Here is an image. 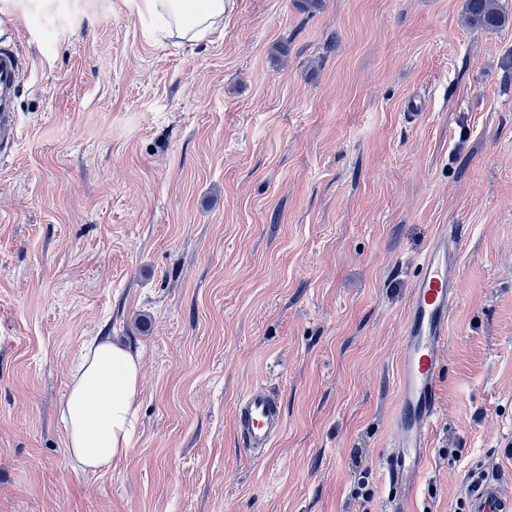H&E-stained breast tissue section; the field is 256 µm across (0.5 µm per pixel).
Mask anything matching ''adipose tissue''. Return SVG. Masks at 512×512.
I'll list each match as a JSON object with an SVG mask.
<instances>
[{
	"instance_id": "ef3b65f1",
	"label": "adipose tissue",
	"mask_w": 512,
	"mask_h": 512,
	"mask_svg": "<svg viewBox=\"0 0 512 512\" xmlns=\"http://www.w3.org/2000/svg\"><path fill=\"white\" fill-rule=\"evenodd\" d=\"M138 12L163 18L169 34L201 41L224 26L227 0H135ZM138 352L95 339L86 348L60 409L69 457L96 472L125 459L137 430Z\"/></svg>"
}]
</instances>
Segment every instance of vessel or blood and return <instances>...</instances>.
Segmentation results:
<instances>
[{
	"mask_svg": "<svg viewBox=\"0 0 512 512\" xmlns=\"http://www.w3.org/2000/svg\"><path fill=\"white\" fill-rule=\"evenodd\" d=\"M26 69L25 58L13 45L0 47V144L5 146L19 139L13 96ZM462 239L461 225L442 227L421 256V273L410 290L386 460L396 490L388 512H412L413 494L424 472L428 436L437 418V384L448 321L457 299L454 271ZM234 418L243 445L258 458L273 447L285 428L278 400L263 385L241 396ZM469 512H512V495L498 482H478L469 492Z\"/></svg>",
	"mask_w": 512,
	"mask_h": 512,
	"instance_id": "b4317fda",
	"label": "vessel or blood"
}]
</instances>
